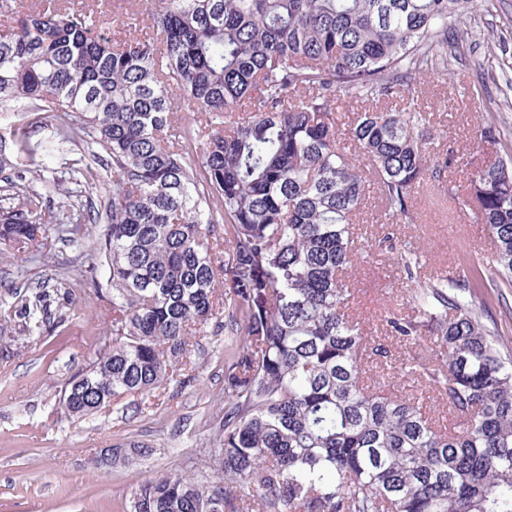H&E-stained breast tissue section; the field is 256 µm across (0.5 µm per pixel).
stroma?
Listing matches in <instances>:
<instances>
[{"instance_id": "stroma-1", "label": "stroma", "mask_w": 512, "mask_h": 512, "mask_svg": "<svg viewBox=\"0 0 512 512\" xmlns=\"http://www.w3.org/2000/svg\"><path fill=\"white\" fill-rule=\"evenodd\" d=\"M448 28L463 33L464 42L459 53L448 56L446 80L428 71L416 86L419 103L435 115L432 133L476 164L491 152L512 155V0H478L464 17L449 19ZM38 119L46 128L32 138L33 171L56 177L61 189H68L61 158L71 150L48 148L51 116L0 112V135L11 137ZM487 126L499 131L497 145L474 140L475 128ZM448 179L449 188L419 189L414 223L397 225L396 231L430 266L451 269L472 256L489 257L490 245L483 225L458 204L466 169ZM97 262L95 252L54 237L37 261L17 251L0 254V512H124L145 479L207 469L218 435L216 418L224 413L229 338L223 329L213 327L191 339L196 382L157 390L143 413L132 414L127 397L84 420L61 410L69 379L112 336V301L98 287L106 271ZM56 277L69 281L74 303L42 339H27L22 297ZM402 278L398 265L385 257L352 269L356 308L367 326L377 328ZM133 442L152 448V455L136 466L97 465L101 449Z\"/></svg>"}]
</instances>
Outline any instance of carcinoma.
I'll return each instance as SVG.
<instances>
[{
	"instance_id": "cac0c4a2",
	"label": "carcinoma",
	"mask_w": 512,
	"mask_h": 512,
	"mask_svg": "<svg viewBox=\"0 0 512 512\" xmlns=\"http://www.w3.org/2000/svg\"><path fill=\"white\" fill-rule=\"evenodd\" d=\"M103 3L0 0V112L68 116L59 140L91 157L56 206L55 180L26 179L31 130L0 137V244L35 257L51 234L78 245L84 222L106 224L94 250L112 342L65 389L71 418L191 382L190 339L212 324L234 337L216 480L151 477L128 512H512V348L477 301L484 264L429 273L394 233L364 232L375 201L380 226L412 223L416 190L463 163L436 151L432 113L402 92L461 42L448 19L474 0H131L112 22L143 16L154 34L123 39L106 35ZM344 97L361 107L341 123ZM467 182L492 286L511 289L512 159ZM386 252L410 287L375 336L349 271ZM50 293L34 295L40 334L72 296L54 290V318ZM417 343L427 359L396 355ZM398 376L410 392L391 389ZM152 454L108 448L97 464Z\"/></svg>"
}]
</instances>
